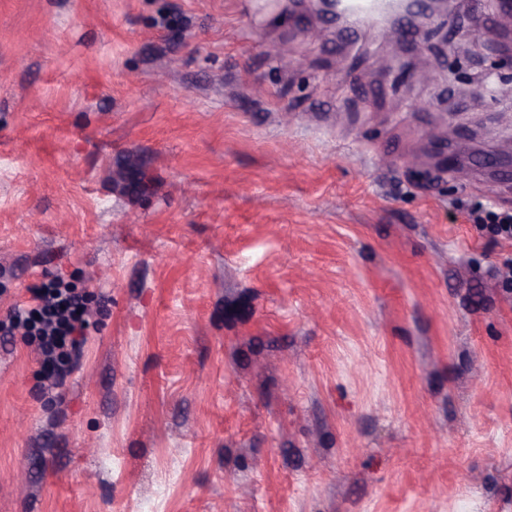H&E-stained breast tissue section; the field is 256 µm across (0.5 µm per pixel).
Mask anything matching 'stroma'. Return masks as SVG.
Instances as JSON below:
<instances>
[{
	"label": "stroma",
	"instance_id": "stroma-1",
	"mask_svg": "<svg viewBox=\"0 0 512 512\" xmlns=\"http://www.w3.org/2000/svg\"><path fill=\"white\" fill-rule=\"evenodd\" d=\"M485 0H0V512H512V57ZM382 7L381 0H342L341 10L352 21L348 26L350 34L354 36L360 26L355 22L376 14ZM470 215L474 223L488 225L492 233L512 238L511 211L473 210ZM28 300L15 304L2 330L26 328L37 336L43 366V385L57 388L72 371V356L88 326L84 298L59 280L29 288Z\"/></svg>",
	"mask_w": 512,
	"mask_h": 512
}]
</instances>
